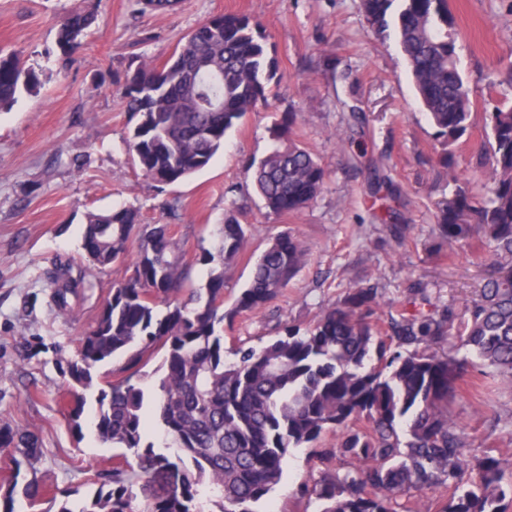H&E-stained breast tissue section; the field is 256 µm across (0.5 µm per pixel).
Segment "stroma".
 Returning a JSON list of instances; mask_svg holds the SVG:
<instances>
[{"label":"stroma","mask_w":512,"mask_h":512,"mask_svg":"<svg viewBox=\"0 0 512 512\" xmlns=\"http://www.w3.org/2000/svg\"><path fill=\"white\" fill-rule=\"evenodd\" d=\"M458 30L459 68L474 109L512 101L504 78L512 58V0H448ZM93 8L98 22L67 64L55 51L59 19ZM240 13L259 20L276 49L280 84L269 107L230 131L208 167L179 184L160 186L134 166L128 132L134 121L118 90L131 62L166 60L210 16ZM0 53L16 54L40 85L0 112V424L37 432L44 456L37 475L54 494L91 492L116 451L91 430L76 433L66 404L59 358L76 354L77 339L95 322L119 278L94 272L68 313L50 305L47 284L57 264L82 255L85 215L131 206L144 225H170L191 263L194 286L210 269L196 263L214 248L224 216L238 206L250 228L249 249L292 230L309 249L307 266L265 310L236 317L232 336L259 346L285 327H307L355 281L385 290L388 312L410 311L414 284L426 309L464 312L488 271L470 250L441 262L434 239L436 204L449 191L436 159L442 150L414 92L394 38L367 32L360 0H181L170 10L137 13L134 0H0ZM299 115L298 135L327 171L317 201L298 215L267 214L250 186L252 161L271 145L274 116ZM469 190L490 185L481 129L460 150ZM451 417L466 426L469 454L505 456L512 449V386L492 381L478 397H456ZM315 448L290 455L269 496L275 512H308L301 490L326 465Z\"/></svg>","instance_id":"35a3bbf8"}]
</instances>
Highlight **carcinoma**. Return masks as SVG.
<instances>
[{"label":"carcinoma","mask_w":512,"mask_h":512,"mask_svg":"<svg viewBox=\"0 0 512 512\" xmlns=\"http://www.w3.org/2000/svg\"><path fill=\"white\" fill-rule=\"evenodd\" d=\"M374 32L392 30L417 95L444 152L439 164L454 189L436 204L435 255L459 248L495 264L480 298L463 315L450 307L382 318L383 296L368 281L345 290L305 329L290 326L260 347L241 342L224 358V326L259 311L305 268L308 252L291 232L273 237L255 258L235 306L224 312V279L247 254L248 225L234 213L219 243L200 263L206 286L190 282V265L170 225L139 230L131 207L89 212L82 241L85 266L68 262L50 279L51 302L70 299L95 270L119 268L95 323L65 360L69 417L82 432L85 391L95 390L91 428L104 446L124 449L93 494L52 498L51 512H259L297 448L336 434L324 471L305 486L314 512H413L402 503L428 491L447 492L436 512H507L512 471L503 459L471 460L466 430L448 403L479 385L470 368H492L512 384V103L482 113L491 186L478 197L461 185L456 155L477 124L471 88L456 58V21L448 0H361ZM96 16L76 12L60 23L56 46L67 57ZM269 35L245 14H222L197 26L174 50L177 62L128 67L119 90L137 116L128 144L134 165L161 184L182 182L210 164L246 116L270 106L277 75ZM37 76L13 56H0V112ZM298 113L275 123L277 145L251 164L252 185L270 213L293 216L318 198L326 170L296 139ZM455 337L467 353L445 350ZM163 352L152 388L141 368ZM125 358L120 377L95 387L94 372ZM13 473L0 512H26L48 495L27 476L42 456L32 430L0 425V449Z\"/></svg>","instance_id":"obj_1"}]
</instances>
